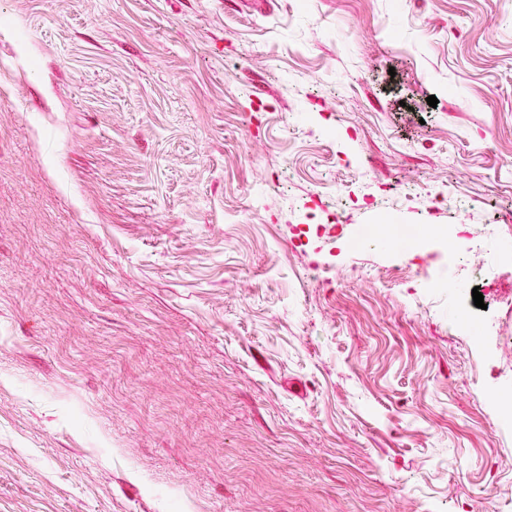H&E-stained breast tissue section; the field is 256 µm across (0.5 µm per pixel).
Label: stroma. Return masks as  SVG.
<instances>
[{"label":"stroma","instance_id":"35a3bbf8","mask_svg":"<svg viewBox=\"0 0 512 512\" xmlns=\"http://www.w3.org/2000/svg\"><path fill=\"white\" fill-rule=\"evenodd\" d=\"M367 224L512 225V0H0V512H512V253ZM387 228H391L393 235L396 236L403 246L416 245L415 230L409 227H400L395 224H372L366 227L363 237L352 242V245L357 244L363 239H369L382 235Z\"/></svg>","mask_w":512,"mask_h":512}]
</instances>
